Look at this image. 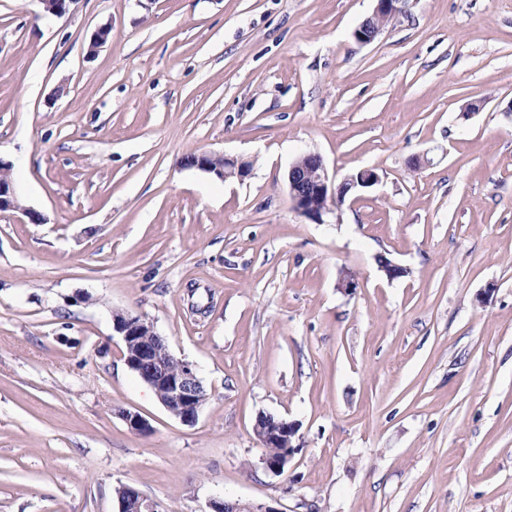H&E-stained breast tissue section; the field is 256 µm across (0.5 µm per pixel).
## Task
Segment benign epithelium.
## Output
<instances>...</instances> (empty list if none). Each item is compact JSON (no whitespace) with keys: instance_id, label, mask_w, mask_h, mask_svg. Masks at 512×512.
<instances>
[{"instance_id":"benign-epithelium-1","label":"benign epithelium","mask_w":512,"mask_h":512,"mask_svg":"<svg viewBox=\"0 0 512 512\" xmlns=\"http://www.w3.org/2000/svg\"><path fill=\"white\" fill-rule=\"evenodd\" d=\"M43 11L56 16L69 12L76 0H38ZM399 11L396 0H377L373 14L354 31L361 44L372 43L386 28V24ZM188 166L214 174L221 180H244L249 168L242 161L226 156L216 157L197 153ZM379 182V175L372 169H363L346 176L332 185L322 157L307 153L296 159L287 175L288 196L293 208L301 215L323 223L324 216L339 208L347 196L371 188ZM19 211L35 224L44 223V217L19 206L16 201L8 167L0 162V213ZM113 331L120 336L126 357L124 361L142 381L156 393L163 406L175 417L186 423L196 421L206 402L204 387L196 370L188 361L177 360L168 345L156 332L153 321L141 314L113 317ZM178 368H173V364ZM254 434L265 448H280L282 456L276 460L263 456L264 468L273 475L281 474L293 448L296 427L284 418L261 414L256 418ZM118 512H158L157 505L130 485L121 486L118 494ZM212 512H279V509L262 504L237 501H215Z\"/></svg>"}]
</instances>
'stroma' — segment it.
<instances>
[{
  "label": "stroma",
  "instance_id": "obj_1",
  "mask_svg": "<svg viewBox=\"0 0 512 512\" xmlns=\"http://www.w3.org/2000/svg\"><path fill=\"white\" fill-rule=\"evenodd\" d=\"M375 7L0 0V512H117L122 484L160 512H512V0H407L360 44ZM309 152L380 180L314 223ZM118 311L195 366V423ZM261 414L297 425L279 476ZM191 156L192 154L185 156L184 162L186 163ZM186 166L213 173L221 180L236 178L242 181L250 173L249 168L242 161L226 156L216 157L207 153H195ZM8 168L0 161V213L20 211L9 179ZM113 331L122 340L129 369L154 390L172 415L186 423L195 422L207 397L193 364L179 359L177 370H173L174 355L145 315L113 316Z\"/></svg>",
  "mask_w": 512,
  "mask_h": 512
}]
</instances>
